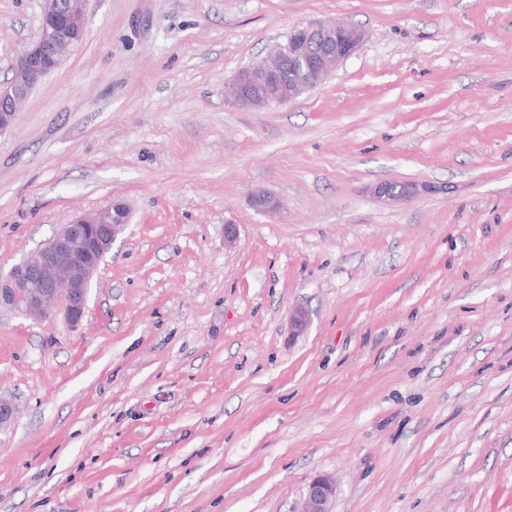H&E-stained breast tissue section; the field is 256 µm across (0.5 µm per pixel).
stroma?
Listing matches in <instances>:
<instances>
[{
    "instance_id": "obj_1",
    "label": "stroma",
    "mask_w": 512,
    "mask_h": 512,
    "mask_svg": "<svg viewBox=\"0 0 512 512\" xmlns=\"http://www.w3.org/2000/svg\"><path fill=\"white\" fill-rule=\"evenodd\" d=\"M43 5L0 0V82ZM311 20L365 42L225 103ZM118 201L79 327L0 311V512H512V0H89L0 134V267ZM363 41V32L345 23L296 25L284 41L272 45L267 57L238 70L224 83V101L263 110L294 100L323 83L357 53ZM425 186L415 182H381L373 187V194L390 202H405L415 197ZM336 495V484L327 477H319L308 488L304 507L300 512H331L330 503Z\"/></svg>"
}]
</instances>
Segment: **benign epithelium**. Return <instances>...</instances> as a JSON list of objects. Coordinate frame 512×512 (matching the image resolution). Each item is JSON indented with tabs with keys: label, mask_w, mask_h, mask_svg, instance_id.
Masks as SVG:
<instances>
[{
	"label": "benign epithelium",
	"mask_w": 512,
	"mask_h": 512,
	"mask_svg": "<svg viewBox=\"0 0 512 512\" xmlns=\"http://www.w3.org/2000/svg\"><path fill=\"white\" fill-rule=\"evenodd\" d=\"M87 0H45L39 39L16 56L13 77L0 83V134L13 124L24 91L57 69L65 52L81 42ZM364 41L359 29L340 22L314 21L294 26L276 42L267 57L238 70L224 83V101L244 109L263 110L294 100L323 83L332 71L357 53ZM424 186L415 182H381L373 194L390 202H405ZM252 207L269 212L277 207L263 191L250 194ZM130 221L124 203L79 216L40 249L9 269L0 268V308L26 318H47L62 312L78 326L87 296L112 243ZM336 484L319 477L308 488L302 512H331Z\"/></svg>",
	"instance_id": "7a95c632"
}]
</instances>
